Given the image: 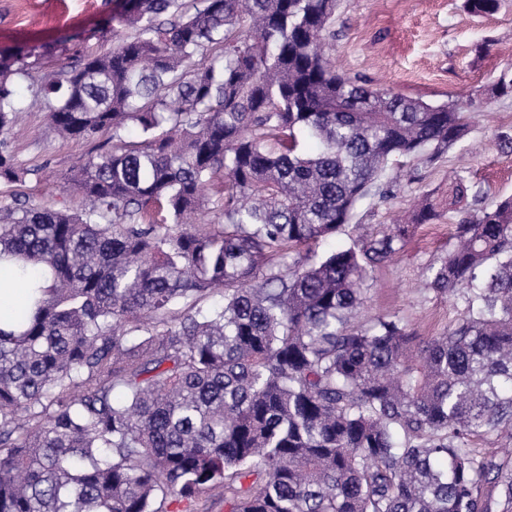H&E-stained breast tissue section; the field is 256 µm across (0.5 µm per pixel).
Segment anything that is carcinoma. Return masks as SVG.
I'll use <instances>...</instances> for the list:
<instances>
[{"label":"carcinoma","instance_id":"cac0c4a2","mask_svg":"<svg viewBox=\"0 0 512 512\" xmlns=\"http://www.w3.org/2000/svg\"><path fill=\"white\" fill-rule=\"evenodd\" d=\"M335 10L122 0L112 48L56 78L0 53V181L25 174L21 79L60 137L112 141L63 201H0V262L46 275L0 328V512H191L215 489L229 512H490L489 477L512 512V458L473 446L512 429V197L466 213L429 268L426 290L462 306L434 336L358 321L368 272L437 217L428 200L306 252L471 119L336 72Z\"/></svg>","mask_w":512,"mask_h":512}]
</instances>
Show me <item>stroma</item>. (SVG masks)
Wrapping results in <instances>:
<instances>
[{
  "mask_svg": "<svg viewBox=\"0 0 512 512\" xmlns=\"http://www.w3.org/2000/svg\"><path fill=\"white\" fill-rule=\"evenodd\" d=\"M465 0H339L331 25L329 59L347 77L375 88L440 105L475 100L467 134L436 159L411 160L392 194L369 196L357 206L355 224L387 225L401 211L432 197L440 216L413 225L404 250L373 270L367 281L372 313L394 314L419 335L442 332L460 307L452 298L421 291L429 265L457 245L456 226L465 203L452 189L464 182L485 202L512 196V92L499 93L512 78V0H499L491 15H471ZM115 0H0V52H28L31 74L51 79L79 51L112 46L108 20ZM26 168L22 181L0 183V199L59 200L58 176L83 162L90 142L59 139L45 113L31 111L9 137Z\"/></svg>",
  "mask_w": 512,
  "mask_h": 512,
  "instance_id": "stroma-1",
  "label": "stroma"
}]
</instances>
